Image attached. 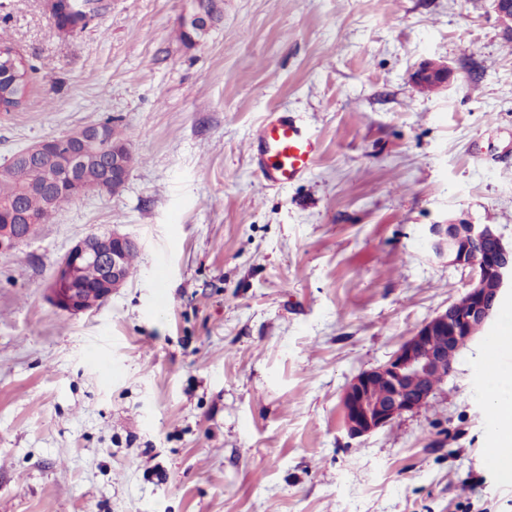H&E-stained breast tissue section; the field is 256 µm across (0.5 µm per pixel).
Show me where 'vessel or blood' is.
Here are the masks:
<instances>
[{
  "label": "vessel or blood",
  "mask_w": 512,
  "mask_h": 512,
  "mask_svg": "<svg viewBox=\"0 0 512 512\" xmlns=\"http://www.w3.org/2000/svg\"><path fill=\"white\" fill-rule=\"evenodd\" d=\"M253 153L257 169L269 186L280 187L308 175L320 145L306 128L285 112H273L255 132Z\"/></svg>",
  "instance_id": "b4317fda"
}]
</instances>
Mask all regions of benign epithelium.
<instances>
[{
    "instance_id": "7a95c632",
    "label": "benign epithelium",
    "mask_w": 512,
    "mask_h": 512,
    "mask_svg": "<svg viewBox=\"0 0 512 512\" xmlns=\"http://www.w3.org/2000/svg\"><path fill=\"white\" fill-rule=\"evenodd\" d=\"M83 18L70 26L73 32L92 20L90 0H51L56 15L60 3ZM206 0H194L193 10L181 21L185 30L205 32L215 21V10L204 8ZM503 34L512 37V0H492ZM450 78L448 65L426 61L413 73L416 85L430 89ZM126 147L107 145L105 123L89 124L59 137L40 140L12 157L14 163L49 157L65 160L69 184L77 196L89 193L114 194L121 190L130 171ZM97 168L99 178L90 181L84 171ZM28 214L20 207L0 209V254L9 253L29 238ZM431 248L446 254L450 263L469 270L464 295L426 320L404 340L384 363L352 378L341 396L345 430L352 439L369 436L391 425L407 413L429 406L454 370L453 354L472 342L491 321L507 292L512 291V247L492 224H471L462 219L430 228ZM486 240L496 243V254L478 262L473 258ZM137 243L117 232L88 235L72 245L56 266L48 288L49 300L71 315L96 309L112 292L126 283V256ZM100 269L98 298L86 295L78 277L83 267Z\"/></svg>"
}]
</instances>
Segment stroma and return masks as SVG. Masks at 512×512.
<instances>
[{
    "mask_svg": "<svg viewBox=\"0 0 512 512\" xmlns=\"http://www.w3.org/2000/svg\"><path fill=\"white\" fill-rule=\"evenodd\" d=\"M103 5L64 34L48 0H0L36 67L0 112V164L107 119L134 157L119 193L0 254V512H512L476 374L512 297L430 407L361 439L340 408L465 291L431 225L512 245V43L492 0H222L190 46L189 0ZM424 61L449 84L421 90ZM273 111L320 142L278 188L249 148ZM112 230L138 244L132 276L96 310L55 308L56 263ZM450 71L448 65L434 61H426L413 73V81L416 85L430 89L448 83Z\"/></svg>",
    "mask_w": 512,
    "mask_h": 512,
    "instance_id": "stroma-1",
    "label": "stroma"
}]
</instances>
